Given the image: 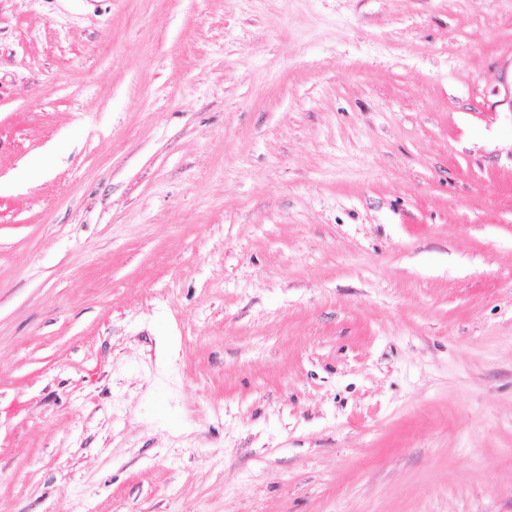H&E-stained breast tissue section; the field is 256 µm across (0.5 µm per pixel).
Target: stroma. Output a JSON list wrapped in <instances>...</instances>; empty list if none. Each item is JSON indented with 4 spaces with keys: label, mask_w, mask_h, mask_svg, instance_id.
<instances>
[{
    "label": "stroma",
    "mask_w": 512,
    "mask_h": 512,
    "mask_svg": "<svg viewBox=\"0 0 512 512\" xmlns=\"http://www.w3.org/2000/svg\"><path fill=\"white\" fill-rule=\"evenodd\" d=\"M0 512H512V0H0Z\"/></svg>",
    "instance_id": "stroma-1"
}]
</instances>
